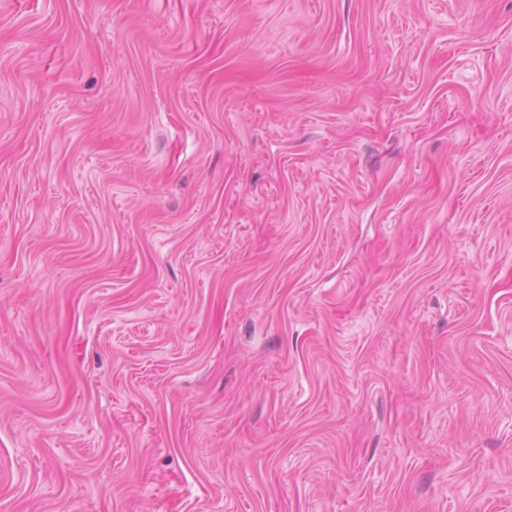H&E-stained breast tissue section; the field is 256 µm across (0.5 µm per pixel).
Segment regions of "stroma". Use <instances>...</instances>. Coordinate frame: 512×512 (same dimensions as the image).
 Segmentation results:
<instances>
[{
    "label": "stroma",
    "instance_id": "stroma-1",
    "mask_svg": "<svg viewBox=\"0 0 512 512\" xmlns=\"http://www.w3.org/2000/svg\"><path fill=\"white\" fill-rule=\"evenodd\" d=\"M0 512H512V0H0Z\"/></svg>",
    "mask_w": 512,
    "mask_h": 512
}]
</instances>
